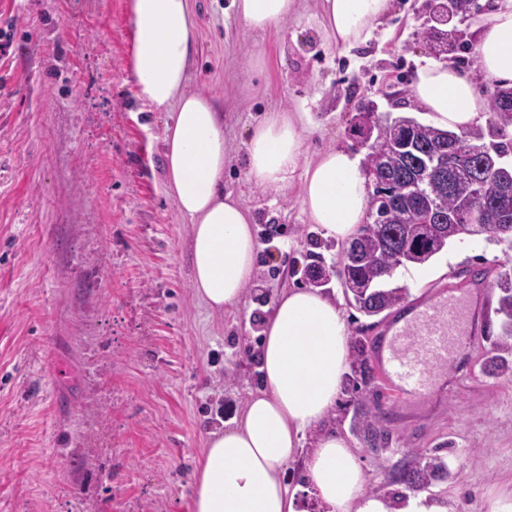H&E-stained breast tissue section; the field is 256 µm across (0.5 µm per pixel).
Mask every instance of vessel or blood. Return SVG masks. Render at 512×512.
Returning <instances> with one entry per match:
<instances>
[{
    "label": "vessel or blood",
    "mask_w": 512,
    "mask_h": 512,
    "mask_svg": "<svg viewBox=\"0 0 512 512\" xmlns=\"http://www.w3.org/2000/svg\"><path fill=\"white\" fill-rule=\"evenodd\" d=\"M471 302V290L451 289L392 322L381 348L400 394L423 400L435 393L440 373L474 337Z\"/></svg>",
    "instance_id": "1"
}]
</instances>
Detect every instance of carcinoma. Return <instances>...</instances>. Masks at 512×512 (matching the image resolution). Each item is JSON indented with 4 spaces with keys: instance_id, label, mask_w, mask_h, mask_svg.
<instances>
[{
    "instance_id": "1",
    "label": "carcinoma",
    "mask_w": 512,
    "mask_h": 512,
    "mask_svg": "<svg viewBox=\"0 0 512 512\" xmlns=\"http://www.w3.org/2000/svg\"><path fill=\"white\" fill-rule=\"evenodd\" d=\"M475 0H429L431 24L422 33L435 53L465 50L457 26L441 28L436 15L440 4L464 16ZM487 129L460 134L418 122L407 116L378 123L372 111L359 108L355 128L365 149L364 168L374 186L369 198L367 222L337 253L342 268L327 271L318 254L306 266L308 283L323 285L335 276L348 305L376 316L395 308L408 294L406 288H386L401 268L422 265L448 243L464 236H482L512 248V88H499L489 96ZM480 208L481 217L470 215ZM498 307L501 334L483 361L485 372L504 376L512 372V281L499 283ZM368 340L354 341L351 372L360 384L357 392L375 381L367 356ZM353 428L366 448H386L392 428L378 408L361 395ZM443 459L421 451L406 454L400 479L412 488L425 489L445 478Z\"/></svg>"
}]
</instances>
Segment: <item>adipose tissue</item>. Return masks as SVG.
<instances>
[{
  "mask_svg": "<svg viewBox=\"0 0 512 512\" xmlns=\"http://www.w3.org/2000/svg\"><path fill=\"white\" fill-rule=\"evenodd\" d=\"M247 28L267 30L296 17L299 0H232ZM390 0H322L325 31L338 47L364 44L389 11ZM134 29L132 72L139 99L173 112L163 135L168 190L191 223L194 288L208 308L243 301L257 283L255 218L224 192L228 163L224 117L210 96L187 88L196 22L189 0H128ZM473 65H420L411 83L414 104L435 126L464 132L480 123L486 100L478 84L512 87V0H498L476 24ZM310 112H273L249 133L246 175L279 192L301 182V202L325 238L348 241L363 224L370 182L359 158L332 147L305 161ZM261 387L233 426L211 432L195 470L190 512H299L282 470L306 455L305 480L326 512H390L364 491L362 467L345 438L325 422L336 406L351 341L344 312L318 288L278 294L260 326ZM311 452H304L306 436Z\"/></svg>",
  "mask_w": 512,
  "mask_h": 512,
  "instance_id": "adipose-tissue-1",
  "label": "adipose tissue"
}]
</instances>
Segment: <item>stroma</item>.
Listing matches in <instances>:
<instances>
[{
    "mask_svg": "<svg viewBox=\"0 0 512 512\" xmlns=\"http://www.w3.org/2000/svg\"><path fill=\"white\" fill-rule=\"evenodd\" d=\"M197 23L189 88L224 114V190L253 213L258 284L214 312L196 297L190 221L167 190L166 112L136 96L127 0H0V512H188L210 432L259 387V321L285 288L306 286L307 256L337 250L310 224L299 185L276 193L245 171L253 125L271 112L317 113L306 160L355 147L360 104L409 115L426 0H391L363 45L339 51L320 0L267 31L246 29L231 0H190ZM512 249L468 237L398 270L402 311L480 277L479 338L444 371L442 397L394 401L388 448L353 436L354 395L328 420L354 448L364 490L404 503L410 449L438 451L456 477L427 490L448 512H490L512 497V380L483 372L500 333L497 280Z\"/></svg>",
    "mask_w": 512,
    "mask_h": 512,
    "instance_id": "35a3bbf8",
    "label": "stroma"
}]
</instances>
